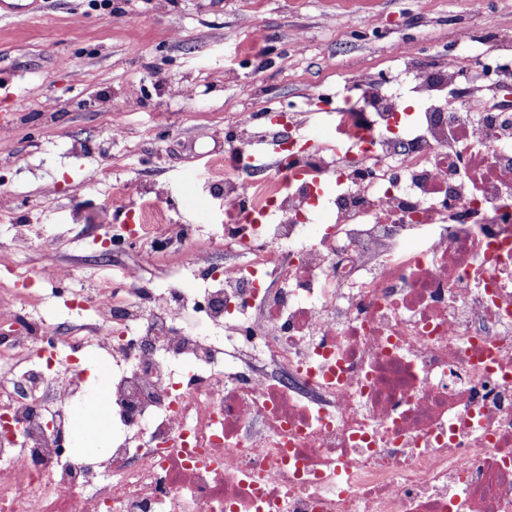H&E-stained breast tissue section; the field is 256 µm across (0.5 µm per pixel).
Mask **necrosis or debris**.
I'll use <instances>...</instances> for the list:
<instances>
[{
  "label": "necrosis or debris",
  "mask_w": 512,
  "mask_h": 512,
  "mask_svg": "<svg viewBox=\"0 0 512 512\" xmlns=\"http://www.w3.org/2000/svg\"><path fill=\"white\" fill-rule=\"evenodd\" d=\"M404 66L269 177L231 147L224 264L190 225L158 240L204 293L132 278L93 335L13 338L0 512H512V111L495 57ZM88 347L113 366L94 459L67 450Z\"/></svg>",
  "instance_id": "1"
}]
</instances>
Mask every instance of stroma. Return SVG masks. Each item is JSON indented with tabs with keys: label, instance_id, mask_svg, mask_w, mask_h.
I'll return each instance as SVG.
<instances>
[{
	"label": "stroma",
	"instance_id": "stroma-1",
	"mask_svg": "<svg viewBox=\"0 0 512 512\" xmlns=\"http://www.w3.org/2000/svg\"><path fill=\"white\" fill-rule=\"evenodd\" d=\"M22 18L0 19V289L14 267L70 270L64 284L33 283L30 322L87 327L76 291L145 286L183 275L190 255L112 254L91 259L112 228L141 223L144 188L177 204L170 217L224 241L228 131L241 116L278 156L270 115L303 126L311 147L328 143L334 101L354 72L401 79V52L424 43L461 58L497 53L512 40V0L492 16L476 0H25ZM104 172L94 182L90 176ZM54 236L13 244L15 227Z\"/></svg>",
	"mask_w": 512,
	"mask_h": 512
}]
</instances>
